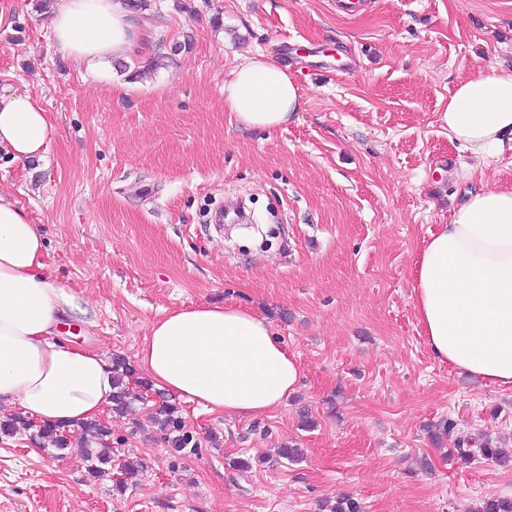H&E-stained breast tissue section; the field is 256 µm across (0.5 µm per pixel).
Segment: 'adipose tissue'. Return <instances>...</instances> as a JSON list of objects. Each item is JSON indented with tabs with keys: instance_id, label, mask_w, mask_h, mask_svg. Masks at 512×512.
Returning <instances> with one entry per match:
<instances>
[{
	"instance_id": "1",
	"label": "adipose tissue",
	"mask_w": 512,
	"mask_h": 512,
	"mask_svg": "<svg viewBox=\"0 0 512 512\" xmlns=\"http://www.w3.org/2000/svg\"><path fill=\"white\" fill-rule=\"evenodd\" d=\"M50 34L77 64L108 68L144 47L147 33L120 0H56ZM224 107L242 124L274 130L302 108L287 67L243 58L224 84ZM450 142L489 157L512 151V70L477 69L437 114ZM53 127L28 90L0 86V155L43 160ZM38 226L0 191V407L40 424L72 427L111 404L101 352L59 340L61 322L90 303L52 271ZM413 304L432 355L497 388L512 389V187L467 193L418 252ZM155 388L208 413L253 418L280 407L301 368L267 319L227 304L183 308L155 323L137 354Z\"/></svg>"
}]
</instances>
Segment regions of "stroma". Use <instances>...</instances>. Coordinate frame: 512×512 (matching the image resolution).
Returning a JSON list of instances; mask_svg holds the SVG:
<instances>
[{
  "label": "stroma",
  "mask_w": 512,
  "mask_h": 512,
  "mask_svg": "<svg viewBox=\"0 0 512 512\" xmlns=\"http://www.w3.org/2000/svg\"><path fill=\"white\" fill-rule=\"evenodd\" d=\"M0 86L28 87L53 126L38 163L0 162V191L40 227L49 263L94 327L59 338L134 361L167 312L233 303L267 317L303 370L272 413L196 409L146 377L129 415L105 414L135 486L87 471L77 428L57 450L0 433V512H479L512 499V390L435 360L413 307L414 261L465 191L512 186V152L476 158L437 114L479 67H512V0H150L142 79L84 70L53 42L38 0H0ZM191 40L190 50L174 52ZM288 65L297 119L248 129L224 109L243 56ZM244 198L262 235L209 224ZM177 406L193 450L151 422ZM294 463H271L282 445ZM249 468L240 469L239 460Z\"/></svg>",
  "instance_id": "35a3bbf8"
}]
</instances>
